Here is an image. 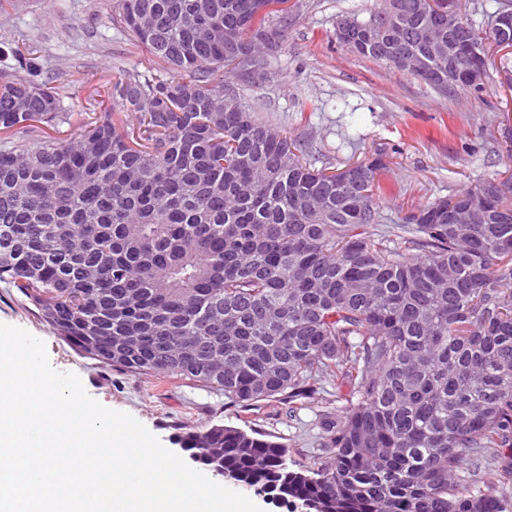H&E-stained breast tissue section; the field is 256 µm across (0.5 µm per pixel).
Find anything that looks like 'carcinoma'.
I'll return each instance as SVG.
<instances>
[{"instance_id": "obj_1", "label": "carcinoma", "mask_w": 512, "mask_h": 512, "mask_svg": "<svg viewBox=\"0 0 512 512\" xmlns=\"http://www.w3.org/2000/svg\"><path fill=\"white\" fill-rule=\"evenodd\" d=\"M271 0H115L113 20L159 64L63 104L67 73L38 80L40 48L0 50V282L106 367L179 377L249 409L296 407L324 378L345 415L320 421L326 461L286 464L254 429L185 431L189 458L306 512H512L485 479L512 476V177L408 213L398 243L371 233L378 158L317 169L242 98L240 62L280 42ZM353 53L443 93L448 51L493 57L512 26L448 33L443 5L399 0ZM436 33L433 49L419 34ZM470 224H452L460 204ZM348 392H342V389ZM475 466L465 479L461 463Z\"/></svg>"}]
</instances>
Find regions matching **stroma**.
Listing matches in <instances>:
<instances>
[{
  "label": "stroma",
  "mask_w": 512,
  "mask_h": 512,
  "mask_svg": "<svg viewBox=\"0 0 512 512\" xmlns=\"http://www.w3.org/2000/svg\"><path fill=\"white\" fill-rule=\"evenodd\" d=\"M382 6L383 0H288L280 51L266 76L244 85L257 116L309 147L316 167L334 171L364 158L383 159L378 205L385 221L375 225L378 234L389 233L413 208L512 169V142L501 135L512 115V88L502 75L488 72L479 91L444 94L338 43V19L365 21ZM111 10L112 0H22L19 10L0 16V29L39 42L45 79L61 67L96 83L111 82L121 67L152 73V56L113 24ZM0 323L43 340L56 370L77 374L90 397L131 414L175 453L180 429L252 427L287 448L289 468L316 467L324 460L321 414L344 412L328 379L297 408L264 402L245 410L214 389L102 366L61 339L23 295L1 282Z\"/></svg>",
  "instance_id": "35a3bbf8"
}]
</instances>
